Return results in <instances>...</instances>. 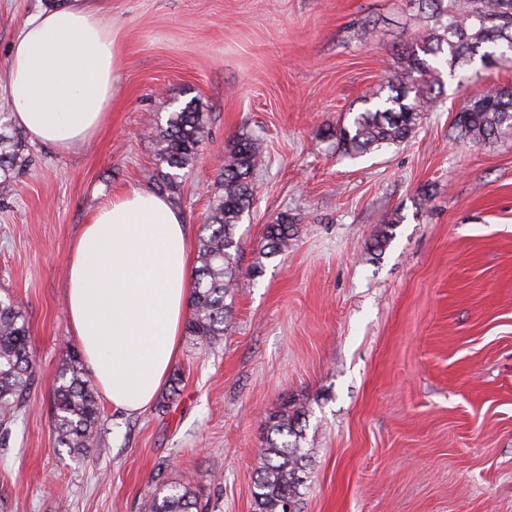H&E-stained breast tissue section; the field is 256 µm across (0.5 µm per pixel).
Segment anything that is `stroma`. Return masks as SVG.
I'll return each mask as SVG.
<instances>
[{"label": "stroma", "instance_id": "1", "mask_svg": "<svg viewBox=\"0 0 512 512\" xmlns=\"http://www.w3.org/2000/svg\"><path fill=\"white\" fill-rule=\"evenodd\" d=\"M69 0H0V79L23 21ZM118 41L104 125L70 151L27 141L0 199V295L25 307L34 384L0 446V512H148L159 483L207 512H253L265 417L310 410L303 512H512V130L457 139L453 116L512 65L441 72L404 142L349 157V124L423 26L405 0H96ZM198 104L207 136L175 205L198 240L234 140L264 162L237 228L229 331L181 338L168 411L101 402L100 441L58 447L51 396L76 350L70 246L103 202L152 187L155 133ZM288 215V252L258 254ZM384 250L374 240L383 228Z\"/></svg>", "mask_w": 512, "mask_h": 512}]
</instances>
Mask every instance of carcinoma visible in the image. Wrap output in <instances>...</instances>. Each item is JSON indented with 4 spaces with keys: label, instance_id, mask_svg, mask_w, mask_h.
I'll list each match as a JSON object with an SVG mask.
<instances>
[{
    "label": "carcinoma",
    "instance_id": "1",
    "mask_svg": "<svg viewBox=\"0 0 512 512\" xmlns=\"http://www.w3.org/2000/svg\"><path fill=\"white\" fill-rule=\"evenodd\" d=\"M410 8L429 22L427 31L415 34L405 68L386 80L390 91L375 109L354 117L336 129V147L347 155L407 139L437 96V68L427 57L441 60L454 71L480 59L512 62V0H409ZM491 46L500 54L487 51ZM0 114V195L10 192L9 172L25 162L22 142L7 132ZM459 138L471 142L490 140L512 129V87L492 89L470 101L454 122ZM160 162L170 171L160 174L159 192L176 186L173 169L187 167L205 139L204 113L193 103L170 113L159 130ZM257 140L244 137L233 142L216 183L210 211L199 238V266L194 274L188 335L203 343L224 337L231 313L227 298L236 288V264L240 240L236 228L254 199L253 172L262 165ZM297 227L282 215L265 228L260 252L276 257L288 251ZM28 321L19 302L0 297V442L11 433L17 414L28 403L34 381L33 359L28 348ZM309 409L288 400L265 417L267 430L260 449L253 487L255 512H301V488L309 478L308 453L302 446ZM101 410L87 370L79 354L67 353L53 391L52 422L58 443L70 453L84 455L95 446ZM148 512H204L200 499L177 482L159 485Z\"/></svg>",
    "mask_w": 512,
    "mask_h": 512
}]
</instances>
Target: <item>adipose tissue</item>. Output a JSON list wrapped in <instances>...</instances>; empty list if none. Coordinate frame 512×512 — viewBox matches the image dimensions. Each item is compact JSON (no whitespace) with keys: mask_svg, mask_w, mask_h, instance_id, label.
<instances>
[{"mask_svg":"<svg viewBox=\"0 0 512 512\" xmlns=\"http://www.w3.org/2000/svg\"><path fill=\"white\" fill-rule=\"evenodd\" d=\"M119 46L93 0L45 10L12 42L7 91L18 126L66 152L104 124ZM189 235L163 196L134 186L94 212L68 260V317L104 397L151 406L180 350L191 294Z\"/></svg>","mask_w":512,"mask_h":512,"instance_id":"obj_1","label":"adipose tissue"}]
</instances>
